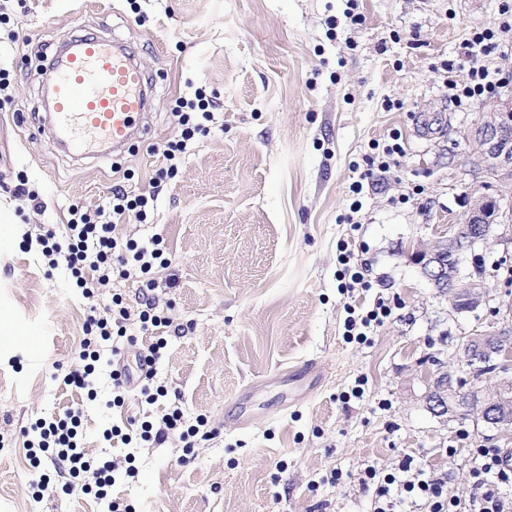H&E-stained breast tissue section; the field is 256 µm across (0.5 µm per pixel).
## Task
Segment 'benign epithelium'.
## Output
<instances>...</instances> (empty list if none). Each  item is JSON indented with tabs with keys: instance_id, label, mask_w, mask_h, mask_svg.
Segmentation results:
<instances>
[{
	"instance_id": "benign-epithelium-1",
	"label": "benign epithelium",
	"mask_w": 512,
	"mask_h": 512,
	"mask_svg": "<svg viewBox=\"0 0 512 512\" xmlns=\"http://www.w3.org/2000/svg\"><path fill=\"white\" fill-rule=\"evenodd\" d=\"M508 116L512 118V102L505 108L488 114L483 126L474 132L481 162L485 170L497 178L512 175V123L507 127L502 125L504 118ZM500 212L501 206L497 201L492 207L483 201L474 204L448 238L439 241L434 247L415 251L413 260L419 266L423 277L436 285L441 284L446 278L451 282L452 288L466 294L475 304L487 303L489 296L481 284L461 275L458 271H453L451 265L459 254L468 251L471 245L478 241L474 226L479 224L486 226L488 235L492 234L494 226H500L497 241L512 245V225L499 224ZM474 341L479 343V351L498 358L501 366L509 367V362L512 361L511 343L501 347L491 336H478ZM464 400L471 401L473 396L462 393L451 400L444 398L436 403V412L441 415H462L466 413V407L462 406ZM474 406L478 407L482 420L495 422L505 430L512 428L511 396L501 397L497 392L487 394L474 403Z\"/></svg>"
}]
</instances>
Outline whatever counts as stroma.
<instances>
[{
  "label": "stroma",
  "mask_w": 512,
  "mask_h": 512,
  "mask_svg": "<svg viewBox=\"0 0 512 512\" xmlns=\"http://www.w3.org/2000/svg\"><path fill=\"white\" fill-rule=\"evenodd\" d=\"M499 0H0V321L37 341L0 332V512H100L81 488L35 497L26 432L82 406L80 445L94 463L123 462L103 431L160 422L180 409L214 434L186 445L178 433L146 443L135 477L109 488L135 512H370L353 474L395 467L404 456L448 477L464 495L472 448L512 453V432L476 415L439 416L426 398L444 374L470 378L463 344L475 331L512 327V245L477 247L464 276L491 297L450 314L447 294L420 273L416 249L450 234L478 196L501 184L485 171L471 129L491 108L457 106L441 64L457 58L479 24L507 54L512 21ZM355 11L363 24L348 25ZM94 34L126 43L151 89L141 133L103 158L62 150L50 135L41 60ZM215 101L208 134L189 145L174 175L156 147L175 133L178 98ZM400 133L403 154L362 197L351 184L374 146ZM163 189L146 220L119 219L115 233L146 242L161 234L168 267L153 292L172 324L157 363L166 397L147 404L132 385L119 407L64 385L80 368L83 324L120 294L137 349L154 342L137 319V278L111 276L86 297L66 267H50L35 239L64 235L72 206L104 203L113 185ZM28 194H13L16 184ZM361 200L352 212L353 200ZM367 263L366 287L341 289L339 255ZM384 298L391 314L367 342L346 338L347 305ZM315 363L314 390L293 381ZM472 378V377H471ZM362 386V397L351 395ZM341 471L346 482L331 483Z\"/></svg>",
  "instance_id": "1"
}]
</instances>
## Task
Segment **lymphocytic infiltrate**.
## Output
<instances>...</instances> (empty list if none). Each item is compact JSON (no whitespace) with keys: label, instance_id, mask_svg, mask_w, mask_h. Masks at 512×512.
Instances as JSON below:
<instances>
[{"label":"lymphocytic infiltrate","instance_id":"f902f5d3","mask_svg":"<svg viewBox=\"0 0 512 512\" xmlns=\"http://www.w3.org/2000/svg\"><path fill=\"white\" fill-rule=\"evenodd\" d=\"M501 48L494 40V31L489 27L475 28L462 44V55L468 59V79L457 86L455 97L458 102L469 104L494 97L500 89L512 84V74L489 67L486 57L500 53ZM210 100L203 93H196L194 99L181 100L176 110L178 136L165 142L162 156L174 161L183 154L187 144L195 135L206 134L204 124L209 118ZM146 196H129L122 185H114L106 204L94 213H75L67 226L68 244H54L53 231H46L38 238L51 266L65 264L82 288L84 294H92L94 288L108 283L110 274L128 277L141 274L142 286L146 290L157 288L151 271L155 265H168L165 257L164 239L153 234L146 243L135 240L120 241L114 237L115 219L125 213H136L146 218ZM130 313L120 298L112 300L111 318L89 317L83 327L84 359L83 369L67 374L65 383L79 389L95 392L101 376H108L112 383L113 405L122 406L123 393L130 380L128 369L123 363L125 351L134 342L125 327ZM79 410L67 411L64 418L41 427L39 448L53 447L51 462L55 468L67 469L70 476L77 478L92 474L96 486L95 495L102 512H132L131 505L112 500L106 494L107 487L116 482L134 477V469H119L114 462H103L92 467L78 445L77 424ZM180 411L163 415L159 426L142 423L139 428L121 432L114 428L105 432V439H121L131 451H138L142 443L164 442L171 432H179L187 440L199 435L197 425L183 426ZM474 465L469 471L470 494L468 499L449 495L445 478L428 472L415 465L413 458L399 462L394 471L388 472L376 465H368L358 473L356 480L361 488L373 489L371 512H512V499L502 493L503 486L512 484V456L499 448H476L472 451Z\"/></svg>","mask_w":512,"mask_h":512}]
</instances>
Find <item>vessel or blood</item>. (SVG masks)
<instances>
[{
	"label": "vessel or blood",
	"instance_id": "b4317fda",
	"mask_svg": "<svg viewBox=\"0 0 512 512\" xmlns=\"http://www.w3.org/2000/svg\"><path fill=\"white\" fill-rule=\"evenodd\" d=\"M146 86L123 43L96 36L73 39L54 57L43 86L55 138L99 156L124 146L146 110Z\"/></svg>",
	"mask_w": 512,
	"mask_h": 512
}]
</instances>
